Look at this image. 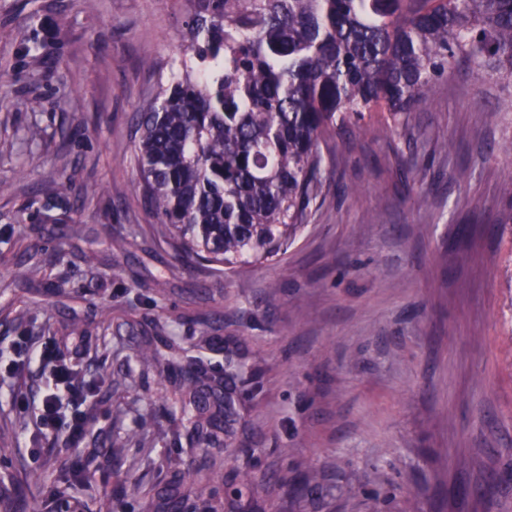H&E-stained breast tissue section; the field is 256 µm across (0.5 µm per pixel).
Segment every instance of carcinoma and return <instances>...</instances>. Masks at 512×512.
I'll use <instances>...</instances> for the list:
<instances>
[{"mask_svg":"<svg viewBox=\"0 0 512 512\" xmlns=\"http://www.w3.org/2000/svg\"><path fill=\"white\" fill-rule=\"evenodd\" d=\"M156 95L139 114L146 205L189 260L233 271L293 241L321 188L320 143L349 116H407L461 62L512 82V0H190ZM512 227V172L503 182ZM182 412L201 439L211 404L196 360L174 345Z\"/></svg>","mask_w":512,"mask_h":512,"instance_id":"obj_1","label":"carcinoma"}]
</instances>
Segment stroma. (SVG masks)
<instances>
[{
    "mask_svg": "<svg viewBox=\"0 0 512 512\" xmlns=\"http://www.w3.org/2000/svg\"><path fill=\"white\" fill-rule=\"evenodd\" d=\"M189 9L0 0V512H402L407 496L418 512H512V230L497 222L512 87L454 66L428 110L366 113L322 142L288 250L223 274L172 248L134 157ZM56 28L63 41L27 53ZM47 341L87 393L64 408L89 417L76 448L33 409L41 372L23 362ZM170 342L218 391L226 352L248 360L207 447L179 370L140 356ZM133 481L147 496L126 495Z\"/></svg>",
    "mask_w": 512,
    "mask_h": 512,
    "instance_id": "35a3bbf8",
    "label": "stroma"
}]
</instances>
